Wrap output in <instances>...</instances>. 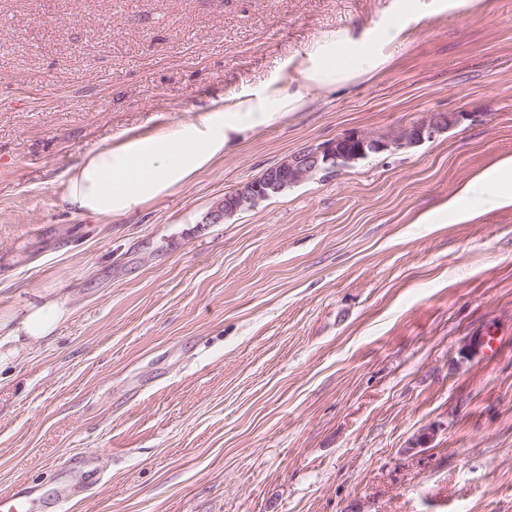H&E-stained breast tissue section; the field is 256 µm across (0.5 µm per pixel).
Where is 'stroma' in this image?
<instances>
[{
  "label": "stroma",
  "instance_id": "1",
  "mask_svg": "<svg viewBox=\"0 0 512 512\" xmlns=\"http://www.w3.org/2000/svg\"><path fill=\"white\" fill-rule=\"evenodd\" d=\"M391 0H0V312L70 315L0 354V491L61 512H512V205L417 218L512 157V0L420 23L391 65L110 221L63 209L88 149L193 119ZM467 120L218 224L226 193L348 132ZM472 342L468 357L460 348ZM95 458L88 456L81 460L79 464L66 461L62 463L58 470V479L60 482L59 491L53 498L40 497L38 489L35 486L22 483L9 492L0 494L1 512H59L61 506L72 498L71 487L77 479V473L74 468L83 470L80 474L84 488L90 483L87 479L90 473L94 471ZM85 473L87 475H85Z\"/></svg>",
  "mask_w": 512,
  "mask_h": 512
}]
</instances>
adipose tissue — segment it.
<instances>
[{
    "instance_id": "ef3b65f1",
    "label": "adipose tissue",
    "mask_w": 512,
    "mask_h": 512,
    "mask_svg": "<svg viewBox=\"0 0 512 512\" xmlns=\"http://www.w3.org/2000/svg\"><path fill=\"white\" fill-rule=\"evenodd\" d=\"M461 0H393L388 15L356 36L349 30L313 38L298 61L257 89L226 96L204 115L170 121L159 115L152 129H127L112 143L91 147L71 171L63 204L71 211L107 220L128 214L172 193L222 158L248 133L302 111L312 96L368 79L391 62L393 46L408 41L411 19L423 20L456 9ZM512 204V157L473 176L457 197L441 207L455 223ZM69 315L63 301L40 297L21 320L0 314V329L15 342L49 337Z\"/></svg>"
}]
</instances>
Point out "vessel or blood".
<instances>
[{
    "instance_id": "1",
    "label": "vessel or blood",
    "mask_w": 512,
    "mask_h": 512,
    "mask_svg": "<svg viewBox=\"0 0 512 512\" xmlns=\"http://www.w3.org/2000/svg\"><path fill=\"white\" fill-rule=\"evenodd\" d=\"M94 464L95 459L91 456L77 464L68 461L62 463L58 471L59 491L52 498L39 496L37 488L26 483L1 493L0 512H60L62 505L72 497L71 487L78 473H92Z\"/></svg>"
}]
</instances>
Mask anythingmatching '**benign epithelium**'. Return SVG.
<instances>
[{
    "instance_id": "1",
    "label": "benign epithelium",
    "mask_w": 512,
    "mask_h": 512,
    "mask_svg": "<svg viewBox=\"0 0 512 512\" xmlns=\"http://www.w3.org/2000/svg\"><path fill=\"white\" fill-rule=\"evenodd\" d=\"M469 118L461 112L448 117L437 115L405 127L391 139H382L359 132L345 133L327 142L310 146L288 156L272 167L260 180L245 183L232 192L248 203L267 200L283 188L321 174L325 177L351 166L370 153H381L417 146L435 138L443 130Z\"/></svg>"
}]
</instances>
